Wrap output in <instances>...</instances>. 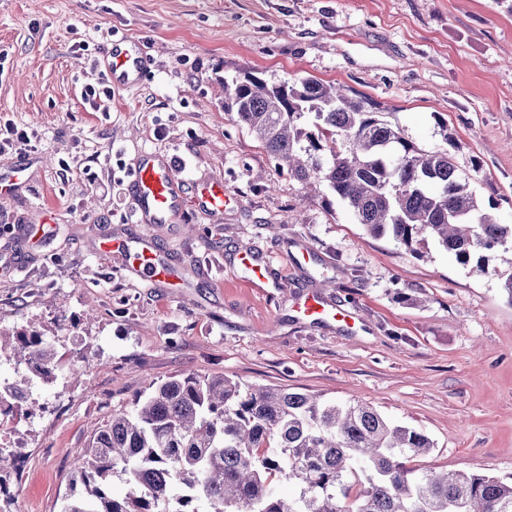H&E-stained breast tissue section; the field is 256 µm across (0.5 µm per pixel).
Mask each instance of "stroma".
<instances>
[{
  "mask_svg": "<svg viewBox=\"0 0 512 512\" xmlns=\"http://www.w3.org/2000/svg\"><path fill=\"white\" fill-rule=\"evenodd\" d=\"M128 44L141 73L90 106L85 86ZM244 72L359 91L428 149L444 120L479 197L512 225V0H0V125L30 139L0 153V173L26 170L0 198V253L22 255L0 273V331L39 332L60 357L12 418L29 450L12 512H61L75 449L148 383L189 372L371 404L431 437L406 462L419 473L512 476V243L484 252L479 276L433 242L368 236L341 201L302 200L224 112V81ZM148 152L185 184L222 177L234 203L132 223L128 182ZM19 224L45 240H21ZM128 233L156 242L177 285L98 251ZM245 252L266 259L265 287L244 278ZM312 294L354 327L299 314Z\"/></svg>",
  "mask_w": 512,
  "mask_h": 512,
  "instance_id": "stroma-1",
  "label": "stroma"
}]
</instances>
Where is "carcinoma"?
<instances>
[{"instance_id": "1", "label": "carcinoma", "mask_w": 512, "mask_h": 512, "mask_svg": "<svg viewBox=\"0 0 512 512\" xmlns=\"http://www.w3.org/2000/svg\"><path fill=\"white\" fill-rule=\"evenodd\" d=\"M224 111L291 177L342 200L371 237L411 250L429 237L464 265L512 240V225L486 211L448 148L407 139L365 95L247 72L224 81ZM13 339L49 381L53 346L37 332ZM432 448L366 403L188 373L148 384L76 451L62 512H171L173 500L176 512H512V478L406 467ZM276 476L293 496L275 495Z\"/></svg>"}]
</instances>
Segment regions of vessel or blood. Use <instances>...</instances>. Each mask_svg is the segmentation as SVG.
Masks as SVG:
<instances>
[{"mask_svg": "<svg viewBox=\"0 0 512 512\" xmlns=\"http://www.w3.org/2000/svg\"><path fill=\"white\" fill-rule=\"evenodd\" d=\"M141 60L130 52L110 56L109 73L125 77L138 71ZM179 172L167 160L144 155L131 184L133 211L141 224H169L181 212L183 200L179 193ZM231 201L222 181L211 179L194 189V203L203 214L223 212ZM101 251H118L125 255L129 271L137 276L163 281L171 277L173 268L160 258L153 241L139 235L127 239L103 238ZM239 265L247 279L256 285L268 280V264L261 256L247 253L241 256Z\"/></svg>", "mask_w": 512, "mask_h": 512, "instance_id": "vessel-or-blood-1", "label": "vessel or blood"}]
</instances>
